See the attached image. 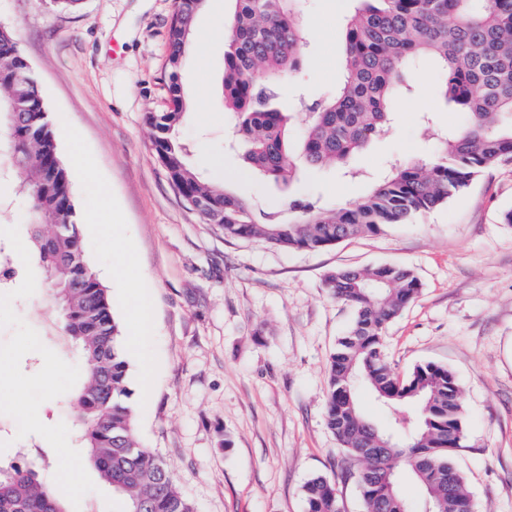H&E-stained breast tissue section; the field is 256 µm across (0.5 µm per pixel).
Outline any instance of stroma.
Masks as SVG:
<instances>
[{"instance_id":"stroma-1","label":"stroma","mask_w":512,"mask_h":512,"mask_svg":"<svg viewBox=\"0 0 512 512\" xmlns=\"http://www.w3.org/2000/svg\"><path fill=\"white\" fill-rule=\"evenodd\" d=\"M353 0H303L309 40L299 69L278 86L287 109L327 96L343 70L344 24ZM231 0H204L179 72L186 99L180 141L196 173L268 210L287 199L255 176L226 139L235 116L224 105L225 27ZM174 0H82L63 12L52 0H0L30 63L70 173L88 260L129 330L130 285L143 290L154 333L128 354L138 442L170 469L197 512H305L303 487L334 482L342 512H363L345 454L326 424L327 368L352 310L332 298L326 275L391 264L412 269L419 296L386 328L385 354L399 374L434 362L457 376L465 437L454 453L476 512H512V160L486 170L464 193L411 224L327 248L284 250L225 236L173 188L151 144L147 117L169 104L168 30ZM399 100L392 129L357 157L362 178L304 170L292 193L325 209L355 201L367 176L390 161L424 162L422 117L440 129L465 118L436 94L444 75L423 62ZM17 175L0 161V237L26 238ZM133 253L134 265L125 262ZM40 274L21 265L0 288V466L29 464L54 486L64 466L85 463L61 401L83 379ZM153 361L143 385L141 357ZM67 512H121L98 472Z\"/></svg>"}]
</instances>
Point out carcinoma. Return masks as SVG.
<instances>
[{
	"instance_id": "carcinoma-1",
	"label": "carcinoma",
	"mask_w": 512,
	"mask_h": 512,
	"mask_svg": "<svg viewBox=\"0 0 512 512\" xmlns=\"http://www.w3.org/2000/svg\"><path fill=\"white\" fill-rule=\"evenodd\" d=\"M224 54V102L236 114V136L255 172L291 182L325 165L349 166L391 126L395 100L411 93L410 69L428 60L445 72L442 94L465 115L444 132L425 124L434 148L425 164H393L370 190L338 209L313 197H290L267 211L201 179L178 138L184 122L179 71L202 0H175L168 33L170 109L151 113L153 145L178 193L201 200L199 212L224 235L267 240L287 250H320L429 213L464 192L487 168L512 159V0H359L346 23L343 78L305 112H283L275 86L300 66L308 32L300 0H232ZM0 156L18 172L17 195L42 287L86 366L73 410L76 441L125 512H196L166 466L141 447L129 403L128 362L107 289L96 277L76 221L70 174L56 147L54 124L37 79L13 33L0 28ZM300 143L289 141L292 119ZM355 317L330 356L326 421L355 470L364 512H475L453 452L464 438L461 388L434 363L402 377L383 349L387 325L419 293L413 271L398 265L339 268L325 279ZM365 390L386 414L377 425L362 413ZM406 470L422 491L420 510L399 479ZM305 512H341L336 484L314 477L303 487ZM0 512H65L32 467H0Z\"/></svg>"
}]
</instances>
